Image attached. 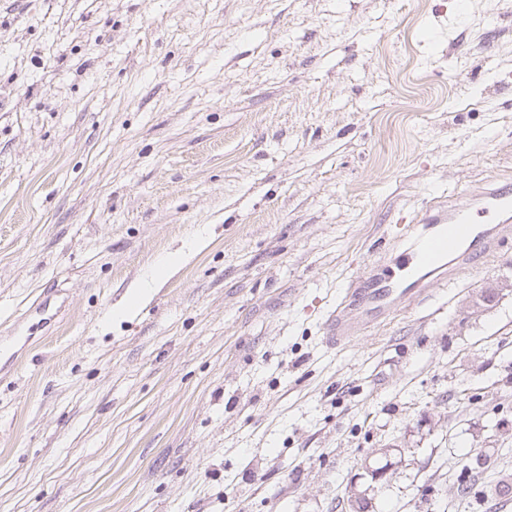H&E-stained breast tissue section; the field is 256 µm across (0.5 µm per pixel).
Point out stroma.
<instances>
[{
  "label": "stroma",
  "mask_w": 512,
  "mask_h": 512,
  "mask_svg": "<svg viewBox=\"0 0 512 512\" xmlns=\"http://www.w3.org/2000/svg\"><path fill=\"white\" fill-rule=\"evenodd\" d=\"M503 176L512 0H0V512H512V240L323 340ZM441 198L424 201L411 224L396 225L398 231L378 244V273L356 274L340 288L336 307L324 321L330 344L345 346L355 335L407 310L411 299L428 301L427 279L438 273L437 281L447 285L459 271L483 265L512 238V180H491L479 193L448 197V202Z\"/></svg>",
  "instance_id": "stroma-1"
}]
</instances>
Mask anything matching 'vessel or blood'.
<instances>
[{"instance_id": "b4317fda", "label": "vessel or blood", "mask_w": 512, "mask_h": 512, "mask_svg": "<svg viewBox=\"0 0 512 512\" xmlns=\"http://www.w3.org/2000/svg\"><path fill=\"white\" fill-rule=\"evenodd\" d=\"M512 238V180L489 181L477 194L449 200L434 197L416 210L411 223L379 243L381 265L373 275L356 274L341 288L325 321L330 344L345 346L355 335L406 310L411 300L428 301L426 269L440 282L484 264Z\"/></svg>"}]
</instances>
